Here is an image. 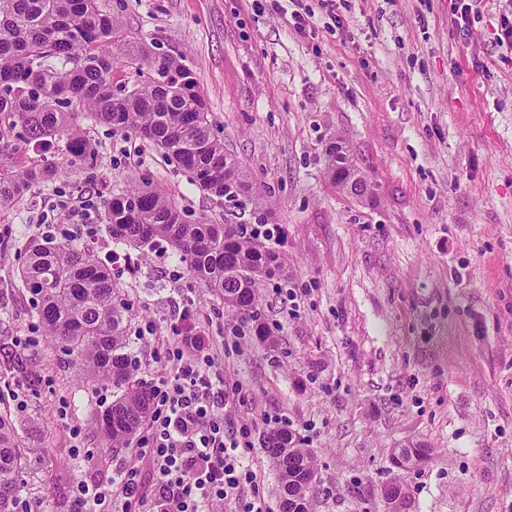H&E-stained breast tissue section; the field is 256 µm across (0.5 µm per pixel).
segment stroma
Here are the masks:
<instances>
[{
    "mask_svg": "<svg viewBox=\"0 0 512 512\" xmlns=\"http://www.w3.org/2000/svg\"><path fill=\"white\" fill-rule=\"evenodd\" d=\"M121 22L114 90L142 82L133 46L176 53L197 76L215 134L250 174L288 236V278L265 283L270 332L234 341L249 316L192 279L169 246L114 262L105 229L89 235L90 194L142 177L195 218L223 213L147 144L87 122L98 158L0 211V412L24 450L21 478L41 512H68L80 481L107 485L131 454L102 437L111 393L46 335L19 287L27 236H71L111 263L134 316L143 383L170 367L162 340L189 309L230 400L224 429L248 428L242 460L281 512L263 414L310 450V512H512V49L497 29L512 0H487L469 34L450 0H100ZM312 6L309 33L290 17ZM338 141L366 178L357 198L334 184ZM137 157H129V149ZM401 448L424 463L394 467ZM406 491L400 507L383 495Z\"/></svg>",
    "mask_w": 512,
    "mask_h": 512,
    "instance_id": "obj_1",
    "label": "stroma"
}]
</instances>
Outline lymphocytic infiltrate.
<instances>
[{
	"instance_id": "f902f5d3",
	"label": "lymphocytic infiltrate",
	"mask_w": 512,
	"mask_h": 512,
	"mask_svg": "<svg viewBox=\"0 0 512 512\" xmlns=\"http://www.w3.org/2000/svg\"><path fill=\"white\" fill-rule=\"evenodd\" d=\"M195 345L187 333L169 342L171 367L149 388L151 411L130 459L111 487L77 482L71 512H220L229 498L238 512H264L257 474L237 455L241 440L224 432L227 395L212 377L218 355L196 354ZM145 460L156 472L149 487Z\"/></svg>"
}]
</instances>
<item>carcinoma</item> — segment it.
<instances>
[{
  "mask_svg": "<svg viewBox=\"0 0 512 512\" xmlns=\"http://www.w3.org/2000/svg\"><path fill=\"white\" fill-rule=\"evenodd\" d=\"M115 27L100 0H0V141L8 136L13 145L33 149L61 144L58 162L0 171V208L58 181L69 168L93 169L97 147L82 121L131 133L224 208V222L189 218L164 190L144 181L104 205L100 223L112 242L134 250L166 243L224 306L248 314L264 283L287 277L284 257L256 221L269 213L266 203L252 193L250 174L213 134L195 74L181 57L154 56L138 47L131 64L158 79L114 92L106 45ZM325 154L338 186L356 197L368 193L366 180L337 142ZM16 278L62 352L117 389L100 426L111 447L128 445L150 412V397L127 352L132 309L122 285L93 249L51 235L27 241ZM265 448L278 471L282 512H309L312 487L288 479L315 472L311 454L286 430L269 435ZM20 461L15 424L1 414L0 512H15L24 488Z\"/></svg>",
  "mask_w": 512,
  "mask_h": 512,
  "instance_id": "obj_1",
  "label": "carcinoma"
}]
</instances>
